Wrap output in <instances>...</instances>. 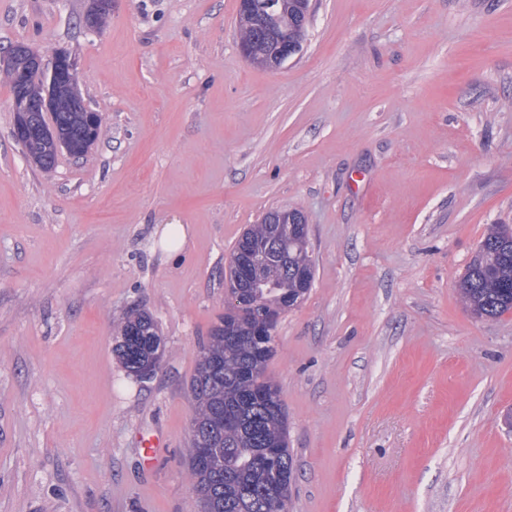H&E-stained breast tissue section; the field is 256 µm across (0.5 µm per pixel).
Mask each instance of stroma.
<instances>
[{"instance_id": "35a3bbf8", "label": "stroma", "mask_w": 512, "mask_h": 512, "mask_svg": "<svg viewBox=\"0 0 512 512\" xmlns=\"http://www.w3.org/2000/svg\"><path fill=\"white\" fill-rule=\"evenodd\" d=\"M88 5L0 0V49L68 51L102 116L42 171L0 72V512H197L188 384L237 240L276 209L316 264L266 368L288 512H512V311L455 288L512 226V0H312L276 70L241 54L239 0H112L95 31ZM135 309L166 347L145 382L112 352ZM160 243L164 250L176 254L183 250L187 243V231L181 224H166L161 229Z\"/></svg>"}]
</instances>
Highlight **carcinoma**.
Returning <instances> with one entry per match:
<instances>
[{
    "label": "carcinoma",
    "mask_w": 512,
    "mask_h": 512,
    "mask_svg": "<svg viewBox=\"0 0 512 512\" xmlns=\"http://www.w3.org/2000/svg\"><path fill=\"white\" fill-rule=\"evenodd\" d=\"M308 0H286L283 12L252 17L240 26L241 40L256 58L288 42L302 46L307 26L302 23ZM35 150L31 161L51 169L58 150L57 133L66 151L75 157L88 152L98 135L91 132L86 113L54 112L51 121L32 115ZM265 224L245 231L248 241H237L233 254L247 264L250 241L266 237ZM293 269L276 268L254 280L250 298L260 303L254 317L241 325L231 313L214 324L199 349L189 383L193 417L188 468L200 512H288V486L293 458L288 448V417L279 388L265 377L267 361L275 352V330L286 312ZM461 300L480 316L496 318L512 310V230L493 225L471 258L458 284ZM229 329H224V324ZM158 330L152 316L133 310L118 325L112 352L123 368L136 375L134 365L148 360L151 337Z\"/></svg>",
    "instance_id": "1"
}]
</instances>
